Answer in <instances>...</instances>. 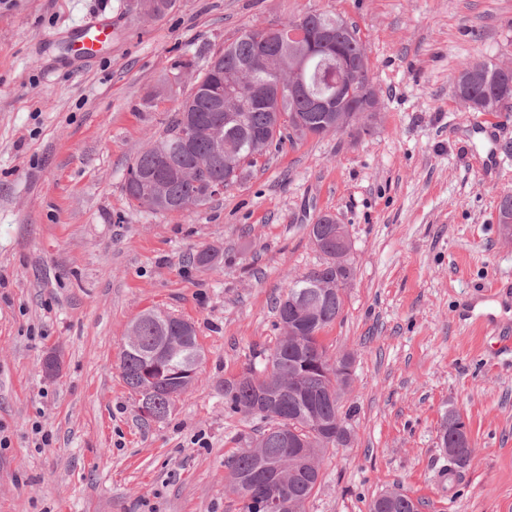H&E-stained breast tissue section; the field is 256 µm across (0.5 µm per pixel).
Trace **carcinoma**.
<instances>
[{"mask_svg": "<svg viewBox=\"0 0 512 512\" xmlns=\"http://www.w3.org/2000/svg\"><path fill=\"white\" fill-rule=\"evenodd\" d=\"M307 30V49L315 53L314 65L326 62L324 82H311L310 93L325 96L333 93L336 84L353 82L371 83L368 51L359 36L349 32V25L342 19L325 12H307L300 16ZM336 28V56L323 52L317 43V34L323 27ZM216 64L205 61L198 73L201 84L209 89L233 85V92L224 95L220 110H215L205 93L190 96L174 109V115L164 134L172 136L179 124V115L191 107L196 115V128L192 137L193 157L187 165L195 169L190 179L172 178L168 194L185 199L196 207L207 205L213 199L211 188L224 179V167L229 161L244 159L241 175L254 166L257 158L266 154L256 140L269 135L274 123L273 113L256 103L249 96L254 84L273 75L285 80L295 69V52L287 47L276 49L269 45L267 33L257 25L246 28L240 36L219 50ZM455 98L468 112H500L502 96L512 97V66L490 60H472L464 63L453 81ZM280 113L287 117L299 115L308 126L319 121L311 111L310 100L303 94L286 92L279 105ZM168 162L148 150L137 153L127 172L162 175ZM336 225L328 214L309 225V236L324 262L294 278L291 285L303 290L298 306L289 303L285 296L278 301V320L292 323L293 330L283 332L276 346L267 356L261 379L283 381L297 388H279L273 393L274 414L256 412L260 400L257 389L248 382L256 378V368L249 367L237 376L224 379V409L244 417H257L266 422L258 435L240 438L241 448L228 464L229 475L224 491L235 496L241 512H259V497H284L290 502L288 512H306V506L317 487L319 460L331 448L346 445L351 437L347 415L341 411V398L347 388L336 387L329 377L330 358L320 342L319 333L339 316L343 301L333 290L336 279L354 280L356 269L336 266V241L326 229ZM139 323V345L122 351L120 368L126 384L135 392L140 391L148 368L161 367L158 380L150 395H142V402L158 417L164 419L172 406L171 393L186 387L190 373L204 353L197 341V334L185 335L180 318L168 316L163 322L161 313L147 310L136 317ZM337 388L335 402L326 397L327 390ZM334 427L335 437L322 436L320 426ZM288 428V433L306 445L307 453L296 455L286 448L278 428ZM464 427L460 415L451 413L442 426L440 441L448 456V468L459 471L466 468L474 448L460 441L459 429ZM271 468L276 479L255 494L251 479L255 472ZM370 512H419V503L410 496L391 491L377 497L370 505Z\"/></svg>", "mask_w": 512, "mask_h": 512, "instance_id": "carcinoma-1", "label": "carcinoma"}]
</instances>
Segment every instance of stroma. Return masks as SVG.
Masks as SVG:
<instances>
[{
    "instance_id": "stroma-1",
    "label": "stroma",
    "mask_w": 512,
    "mask_h": 512,
    "mask_svg": "<svg viewBox=\"0 0 512 512\" xmlns=\"http://www.w3.org/2000/svg\"><path fill=\"white\" fill-rule=\"evenodd\" d=\"M309 11L366 44L373 129L285 143L190 215L133 206L127 169L175 106L170 80L190 84L247 26ZM99 12L120 19L111 40L62 66ZM477 58L512 65V0H176L155 18L140 0L0 4V512H240L226 464L263 425L225 411L224 380L274 348L275 302L322 262L309 226L324 214L346 226L356 277L320 341L351 356L355 411L307 512H369L394 488L420 512H512V353L493 348L512 336V112L472 127L452 80ZM146 310L192 322L204 352L160 421L119 369ZM452 412L475 454L448 496L434 474Z\"/></svg>"
}]
</instances>
